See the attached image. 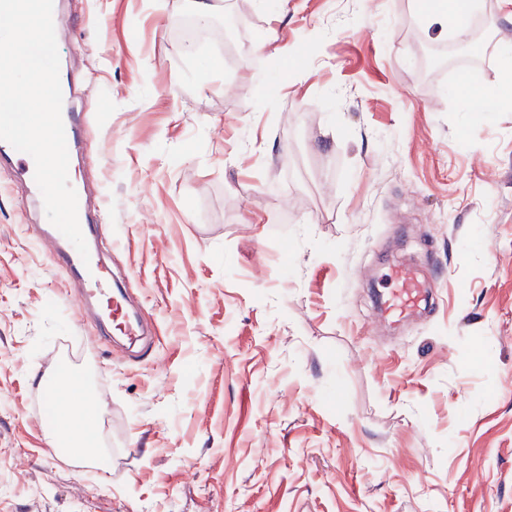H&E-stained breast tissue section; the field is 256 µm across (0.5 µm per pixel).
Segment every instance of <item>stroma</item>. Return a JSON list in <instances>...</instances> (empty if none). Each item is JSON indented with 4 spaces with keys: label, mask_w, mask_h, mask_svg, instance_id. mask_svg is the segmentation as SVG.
Returning <instances> with one entry per match:
<instances>
[{
    "label": "stroma",
    "mask_w": 512,
    "mask_h": 512,
    "mask_svg": "<svg viewBox=\"0 0 512 512\" xmlns=\"http://www.w3.org/2000/svg\"><path fill=\"white\" fill-rule=\"evenodd\" d=\"M102 250L151 334L100 342L0 167V512H512V32L412 0H62ZM278 32L289 59L261 48ZM417 268L434 309L374 293ZM88 379L111 466L50 447ZM422 10L423 20L429 27L448 31V26L460 38L471 32V19L483 8L481 0H441Z\"/></svg>",
    "instance_id": "stroma-1"
}]
</instances>
